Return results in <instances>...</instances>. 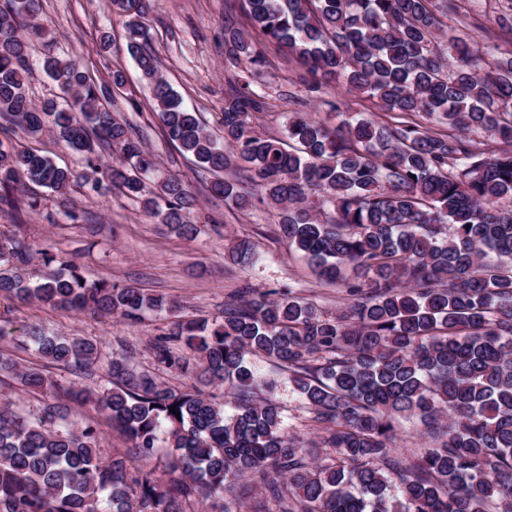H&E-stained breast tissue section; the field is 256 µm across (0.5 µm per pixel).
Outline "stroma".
Masks as SVG:
<instances>
[{
    "instance_id": "1",
    "label": "stroma",
    "mask_w": 512,
    "mask_h": 512,
    "mask_svg": "<svg viewBox=\"0 0 512 512\" xmlns=\"http://www.w3.org/2000/svg\"><path fill=\"white\" fill-rule=\"evenodd\" d=\"M148 20L153 50L160 69L185 104L200 112L208 129L219 131L224 109V5L226 0H151ZM41 23L48 26L54 49L62 55L79 54L89 74L106 80L113 69H122L126 94L132 102L122 105L121 116L148 132L147 145L163 175H175L195 193L208 225L192 239L177 236L158 220L144 214L139 203L124 197L96 193L78 183L70 196L83 221L68 222L58 210L55 196L41 189L42 208L26 212L27 226L35 249L57 255L79 266L86 275L132 285L178 303L184 316H223L243 285L258 291L295 290L314 303L319 312L333 316L347 305L336 286L316 278L307 260L274 228L278 217L273 208L261 206L241 212L211 198L208 175L177 148L164 141L152 110L150 89L141 82L139 70L126 51L101 52L102 33L121 39L125 18L112 8L111 0H42ZM269 60L265 92L268 111L258 113L256 132L282 135L289 113L298 111L299 65L285 61L277 48L267 51ZM251 242L256 259L249 266L234 263L229 251L237 240ZM0 321L6 335L0 336V353L11 354L24 326L42 325L58 336H79L101 345L122 337L137 345L136 360L154 370L169 385L183 383L176 370L155 367L148 350L150 340L163 333L165 316L147 315L141 323L127 325L111 318L22 304L0 297Z\"/></svg>"
}]
</instances>
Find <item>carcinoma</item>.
Here are the masks:
<instances>
[{"instance_id":"1","label":"carcinoma","mask_w":512,"mask_h":512,"mask_svg":"<svg viewBox=\"0 0 512 512\" xmlns=\"http://www.w3.org/2000/svg\"><path fill=\"white\" fill-rule=\"evenodd\" d=\"M461 0H237L251 30L224 12L222 139L184 106L158 67L146 23L150 0H113L125 13L126 50L152 89L153 109L179 152L216 179L209 194L237 210H278L277 234L349 299L326 317L290 290L242 289L219 319L170 323L153 345L157 363L196 382L173 387L140 368L123 346L27 332L45 363L106 368L111 387L92 391L51 379L39 364L0 354V375L35 395L62 392L106 412L131 448L108 455L95 423L67 419L57 401L21 412L0 407V512H512V8L484 27L479 47L448 27ZM40 0L0 5V132H50L83 155L115 189L186 237L198 232L197 200L180 178L155 182L142 135L114 116L125 97L119 69L97 82L78 59L45 54L42 67L71 99L40 105L27 92L33 43L52 42ZM304 67L306 102L334 82L388 114L341 111L332 125L302 112L285 137L255 133L267 108L257 89L265 49ZM113 162L102 163L101 148ZM75 173L38 150L0 142V213L40 210L19 199L32 186L57 194L63 214ZM233 260L247 265L241 240ZM33 245L22 225L0 235V294L18 301L139 322L169 309L142 289L89 278L58 263L30 285ZM278 373H262L253 358ZM319 426L318 439L288 432L275 399L282 378ZM229 386L235 413L206 391ZM180 412L175 415L169 407ZM417 421L426 447L396 445ZM172 448L152 463L160 441Z\"/></svg>"}]
</instances>
